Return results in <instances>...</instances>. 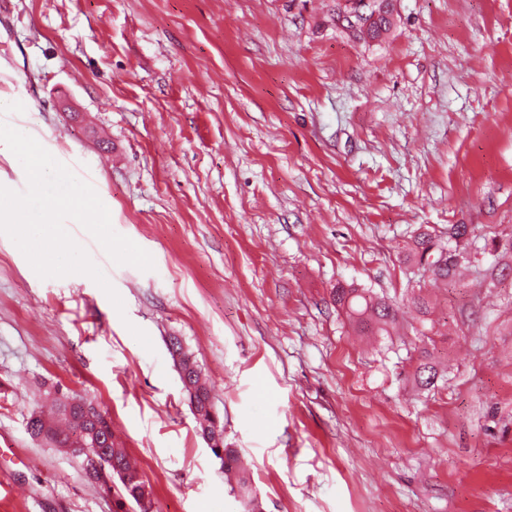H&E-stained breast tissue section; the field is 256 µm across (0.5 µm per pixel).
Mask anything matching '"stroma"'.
Listing matches in <instances>:
<instances>
[{
    "label": "stroma",
    "mask_w": 512,
    "mask_h": 512,
    "mask_svg": "<svg viewBox=\"0 0 512 512\" xmlns=\"http://www.w3.org/2000/svg\"><path fill=\"white\" fill-rule=\"evenodd\" d=\"M347 4L0 0V96L26 106L0 119L154 260L114 264L66 221L120 313L0 234V512H112L27 431L56 384L108 412L155 512H242L172 336L264 512H512V0H393L376 40L339 23ZM452 224L477 273L415 279L412 236ZM339 283L400 301L392 335H357ZM169 352L194 416L196 431L205 441L213 442L209 448L215 457L223 462L225 482L237 492L246 512H262L261 502L252 486L248 471L241 465L238 451L224 446V424L213 410L211 390L201 367L195 357L184 349L177 337L170 338Z\"/></svg>",
    "instance_id": "obj_1"
}]
</instances>
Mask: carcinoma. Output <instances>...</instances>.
<instances>
[{
    "mask_svg": "<svg viewBox=\"0 0 512 512\" xmlns=\"http://www.w3.org/2000/svg\"><path fill=\"white\" fill-rule=\"evenodd\" d=\"M349 13L363 17L354 29L376 37L392 23L390 0H354ZM471 231L465 224H455L448 230V242H443L427 231L412 239L408 260L418 275L433 281L446 282L460 276L461 269L471 263L469 249ZM332 300L349 313L351 320L362 332L389 333L396 323L399 307L383 299L375 300L352 285H338L332 291ZM169 352L175 363L182 388L197 433L212 441L211 451L224 465V480L241 499L246 512H262V505L252 486L248 471L241 465L238 451L224 446V424L213 410L211 390L195 357L184 349L181 341L169 340ZM52 410L48 413L35 408L29 411L27 430L38 440L56 451L81 460L83 469L97 480L103 490L112 495L119 512H153L152 490L138 468L131 462L127 448L112 433V421L107 413L95 406L60 390L46 391Z\"/></svg>",
    "mask_w": 512,
    "mask_h": 512,
    "instance_id": "obj_1",
    "label": "carcinoma"
}]
</instances>
